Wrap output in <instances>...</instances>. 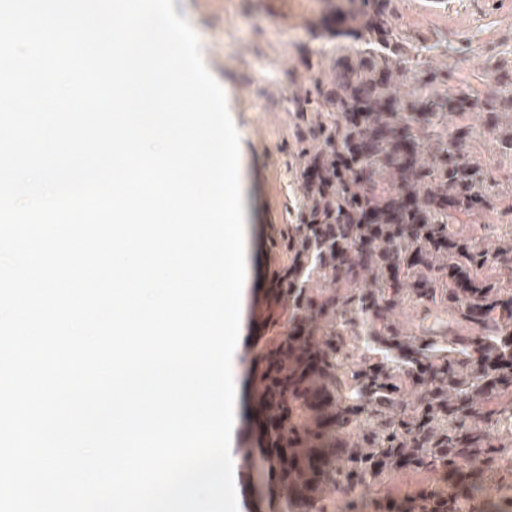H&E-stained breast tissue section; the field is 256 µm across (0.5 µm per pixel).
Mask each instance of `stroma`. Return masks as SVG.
<instances>
[{"label": "stroma", "mask_w": 512, "mask_h": 512, "mask_svg": "<svg viewBox=\"0 0 512 512\" xmlns=\"http://www.w3.org/2000/svg\"><path fill=\"white\" fill-rule=\"evenodd\" d=\"M337 0H173L175 12L196 30L202 57L223 87L240 138L239 170L246 229L247 278L240 337L232 370L237 387L231 446L243 447L261 429L254 416L259 391L252 354L279 294L275 279L287 262L277 242L298 221L302 190L299 133L314 119L293 99L311 84L314 68L330 71L335 56L322 37L335 24ZM396 25L414 41L447 42L434 65L465 50L455 83L482 97L486 68L512 61V0H397ZM437 488L452 491L447 475L404 471L358 492L347 512H375L380 498H402Z\"/></svg>", "instance_id": "1"}]
</instances>
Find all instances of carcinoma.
Returning <instances> with one entry per match:
<instances>
[{"label":"carcinoma","instance_id":"1","mask_svg":"<svg viewBox=\"0 0 512 512\" xmlns=\"http://www.w3.org/2000/svg\"><path fill=\"white\" fill-rule=\"evenodd\" d=\"M394 0H341L327 31L336 65L312 76L318 118L298 140L302 203L284 236L281 329L255 352L283 376L261 395L260 460L283 484L267 512H325L322 492L400 471L462 472L454 492L381 499L379 512H489L484 485L512 479V225L486 242L474 224L512 214V186L481 148L512 157V64L484 73L492 95L453 88L393 23ZM435 317L410 330L404 307Z\"/></svg>","mask_w":512,"mask_h":512}]
</instances>
